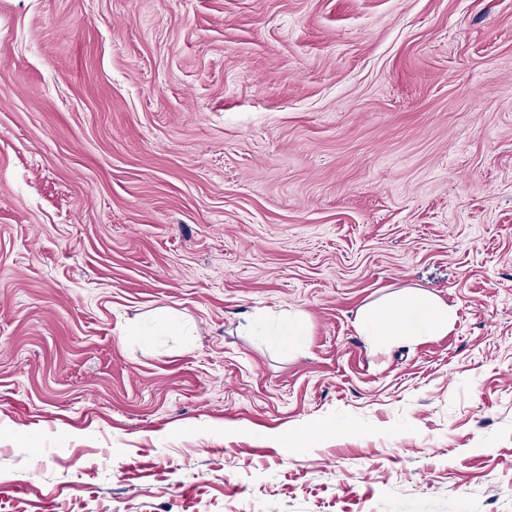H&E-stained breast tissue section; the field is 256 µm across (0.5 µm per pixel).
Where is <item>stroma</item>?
<instances>
[{
  "label": "stroma",
  "instance_id": "1",
  "mask_svg": "<svg viewBox=\"0 0 512 512\" xmlns=\"http://www.w3.org/2000/svg\"><path fill=\"white\" fill-rule=\"evenodd\" d=\"M0 512H512V0H0ZM455 312L448 303L419 289H406L363 307L357 327L379 348L421 336L448 333ZM265 336L268 342L285 348L299 347L307 336L306 325L297 314H288L282 317Z\"/></svg>",
  "mask_w": 512,
  "mask_h": 512
}]
</instances>
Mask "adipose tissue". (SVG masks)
<instances>
[{
	"label": "adipose tissue",
	"mask_w": 512,
	"mask_h": 512,
	"mask_svg": "<svg viewBox=\"0 0 512 512\" xmlns=\"http://www.w3.org/2000/svg\"><path fill=\"white\" fill-rule=\"evenodd\" d=\"M455 312L444 301L419 289H406L363 307L357 327L380 348L421 336L447 333Z\"/></svg>",
	"instance_id": "obj_1"
}]
</instances>
